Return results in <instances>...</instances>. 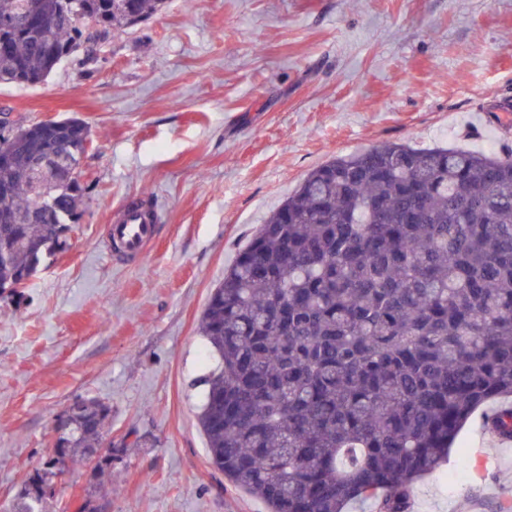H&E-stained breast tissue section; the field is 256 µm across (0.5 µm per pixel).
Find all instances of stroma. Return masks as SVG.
<instances>
[{
    "mask_svg": "<svg viewBox=\"0 0 512 512\" xmlns=\"http://www.w3.org/2000/svg\"><path fill=\"white\" fill-rule=\"evenodd\" d=\"M0 109L81 119L95 185L69 249L0 290V504L89 396L112 410V462L57 471L50 512L88 495L110 512H268L211 466L198 424L209 295L334 157L512 148V0H167L94 61L0 84ZM139 200L157 212L154 245L116 260L109 226ZM508 498L512 448L471 423L410 512H502Z\"/></svg>",
    "mask_w": 512,
    "mask_h": 512,
    "instance_id": "obj_1",
    "label": "stroma"
}]
</instances>
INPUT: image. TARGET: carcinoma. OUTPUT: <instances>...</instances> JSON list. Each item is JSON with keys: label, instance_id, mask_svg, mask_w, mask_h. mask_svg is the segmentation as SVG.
<instances>
[{"label": "carcinoma", "instance_id": "1", "mask_svg": "<svg viewBox=\"0 0 512 512\" xmlns=\"http://www.w3.org/2000/svg\"><path fill=\"white\" fill-rule=\"evenodd\" d=\"M0 0V84L45 82L78 52L166 0H42L67 21H19ZM0 288H21L65 249L92 193L83 173L28 168L84 158L86 124L0 127ZM207 343L198 422L210 464L270 512H409L461 430L512 440V149L496 154L386 143L310 172L260 225L200 321ZM111 409L88 398L62 429L67 459L100 447Z\"/></svg>", "mask_w": 512, "mask_h": 512}]
</instances>
